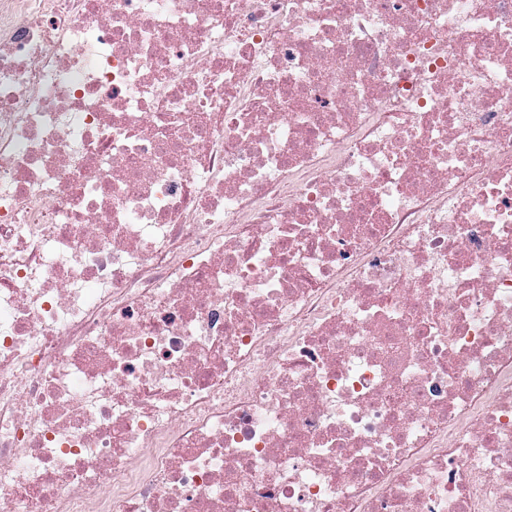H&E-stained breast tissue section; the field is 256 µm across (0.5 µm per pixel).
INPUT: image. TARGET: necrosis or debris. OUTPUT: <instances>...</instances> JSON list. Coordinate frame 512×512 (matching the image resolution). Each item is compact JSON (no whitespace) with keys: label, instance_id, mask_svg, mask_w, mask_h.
I'll use <instances>...</instances> for the list:
<instances>
[{"label":"necrosis or debris","instance_id":"1","mask_svg":"<svg viewBox=\"0 0 512 512\" xmlns=\"http://www.w3.org/2000/svg\"><path fill=\"white\" fill-rule=\"evenodd\" d=\"M0 512H512V0H0Z\"/></svg>","mask_w":512,"mask_h":512}]
</instances>
